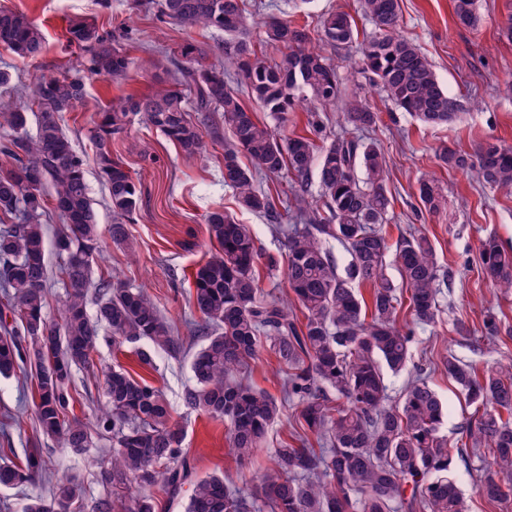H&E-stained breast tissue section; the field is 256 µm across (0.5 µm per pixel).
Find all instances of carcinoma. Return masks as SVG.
Instances as JSON below:
<instances>
[{
  "mask_svg": "<svg viewBox=\"0 0 512 512\" xmlns=\"http://www.w3.org/2000/svg\"><path fill=\"white\" fill-rule=\"evenodd\" d=\"M360 7L372 25L362 38L344 11L321 16L316 39L304 26L271 17L264 21L259 51L249 32L246 0H130L131 9H152L185 32H222L224 42L219 59L208 66L195 65L197 49L183 45V62L169 85L111 104L97 114L92 130L108 204L117 217L112 241L129 250L133 242L125 224L136 210L138 189L112 158L110 142L127 132L133 116H142L187 156L201 153L207 136L224 142V184L247 210L278 219L275 197L257 190L255 181L262 175L286 180L288 204L302 223H276L272 229L284 236V274L298 314L288 300L260 295L258 239L250 225L220 208L206 217L216 247L190 274V301L199 320L189 336L180 335L143 289L112 276L94 279L99 228L85 159L65 122L86 98L84 73L126 77L131 58L112 36L84 21L70 22L67 43L82 51L76 71L45 75L16 100L0 97V377L29 364L41 435L75 454L89 453L96 435L112 436L111 467L102 473V483L118 489L133 482L138 488L124 498H90L75 476L53 481L43 449L34 446L24 449L18 464L7 457L0 462V486L49 488L46 496H29L22 512H157L158 494L176 499L189 482L184 512H467L457 488L464 475L476 477L488 502L512 501V364L480 372L451 352L441 359L467 400L482 408L467 423L466 441L455 455L440 435L445 408L428 384L413 381L399 404L390 403L385 372L403 369L412 336L398 322L401 297L386 275L385 159L374 143L351 135L373 129L379 115L354 96L344 113L351 131L336 134L327 145L316 143L324 132L321 112L342 97L336 65L324 50L342 54L351 70L380 88L388 104L425 125L454 123L461 112L426 56L402 34L401 0H360ZM453 10L459 24L478 25V0H453ZM268 46L285 50L280 61L266 60ZM0 47L35 60L45 38L24 12L1 9ZM231 70L279 128L287 129L291 112L306 109L309 134L280 135L259 121L226 81ZM242 154L251 165L241 163ZM439 158L450 169L475 172L484 185L512 190V146L486 141L473 156L446 149ZM314 170L324 197L320 208L307 200ZM418 196L424 211L439 209L442 196L432 180H420ZM52 212L61 220L54 236L56 278L63 289L56 323L45 314L50 286L45 221ZM332 240L350 256L343 277L328 248ZM394 262L409 290L413 322L433 325L444 275L430 240L422 233L402 236ZM480 262L486 280L512 289L511 249L488 237L480 246ZM354 282L370 286V303L358 297ZM91 293L94 315L88 311ZM108 340L145 341L174 356L199 346L191 362L193 385L183 401L227 423L228 454L235 460L261 447L287 404L304 434L315 435L322 447L282 442L252 490L218 474L194 479L183 431L162 391L119 364L98 369L95 355ZM265 344L283 375L279 399L236 379ZM79 371L104 377L105 404L90 424L74 414ZM473 458L481 462L477 469Z\"/></svg>",
  "mask_w": 512,
  "mask_h": 512,
  "instance_id": "obj_1",
  "label": "carcinoma"
}]
</instances>
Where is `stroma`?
<instances>
[{"label": "stroma", "instance_id": "1", "mask_svg": "<svg viewBox=\"0 0 512 512\" xmlns=\"http://www.w3.org/2000/svg\"><path fill=\"white\" fill-rule=\"evenodd\" d=\"M256 2L261 7L256 15L260 21L277 16L313 27L324 13L347 11L355 15L360 30L372 29L360 14L358 0ZM0 8L25 12L45 36V50L35 60L19 58L0 47V63H8L10 72L20 76L25 85H32L40 75L67 71L75 52L68 47L65 35L70 19L76 16L111 32L134 61L125 79L87 77L85 102L67 116L69 133L86 160L89 195L94 201L103 249L99 271L146 289L166 317L181 328L194 314L186 276L214 248L206 224V215L213 207L223 206L240 223L251 225L263 251L280 256L282 235L272 230L267 217L243 209L233 190L225 186L222 146L210 144L203 153L188 157L139 119L111 143L113 157L124 164L139 188L138 205L127 225L134 250L113 243L110 236L114 218L89 137L97 113L125 96L146 94L167 84L177 52L184 44H193L202 51L206 62L215 61L217 47L224 40L222 33L181 31L160 21L156 13L132 11L128 0H0ZM401 8L405 36L432 63L449 95L460 100L461 119L440 127L420 124L392 109L367 79L352 73L346 65H339L337 72L345 92L365 87L371 106L380 114L368 138L386 160L391 200L386 224L389 241H396L408 231L424 233L448 277L441 287L436 326L414 325L408 310H401V325L413 332L411 357L401 372L389 376V393L395 398L407 381H426L447 410L441 433L449 443L456 444L461 442L462 430L474 408L441 368V356L452 352L480 369L512 363V294L491 287L482 277L479 261L480 244L488 236H496L504 246L512 247V193L483 187L471 175L442 166L437 153L444 147L469 153L478 143L492 138L512 145V42L499 35L503 17L512 11V0H479L481 20L474 28L457 22L452 0H401ZM425 176L434 180L444 198L440 211L434 214L419 211L418 181ZM489 313L495 314L501 327L495 341L478 344L460 337L454 329L459 318L481 327ZM152 357V365L146 366L140 362L135 345H126L117 354L105 344L96 360L103 364L119 362L135 378L161 389L175 420L184 428V448L197 476L219 473L244 489L257 484L274 448L298 430L293 414L285 413L268 429L251 460L237 462L228 454L226 423L183 403L182 395L193 383L191 354L175 358L156 351ZM240 376L272 395L281 393L276 357L269 347H262ZM33 400L34 392L24 372L7 379L0 377V410L9 409L14 416L8 427L14 455L23 457L25 448L39 444L59 473L77 474L91 494H105L100 475L110 465L111 438H96L98 452L91 459L64 452L55 442L38 438Z\"/></svg>", "mask_w": 512, "mask_h": 512}]
</instances>
